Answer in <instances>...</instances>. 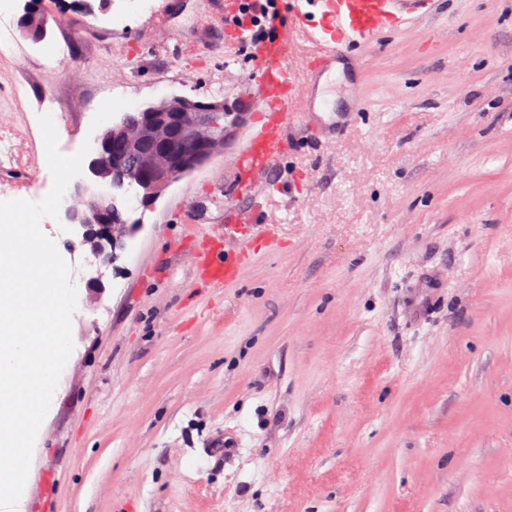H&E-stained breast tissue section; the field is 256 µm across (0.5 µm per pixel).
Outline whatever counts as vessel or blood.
<instances>
[{
  "label": "vessel or blood",
  "mask_w": 512,
  "mask_h": 512,
  "mask_svg": "<svg viewBox=\"0 0 512 512\" xmlns=\"http://www.w3.org/2000/svg\"><path fill=\"white\" fill-rule=\"evenodd\" d=\"M440 13L441 0H281L273 20L275 34L255 61L253 88L259 104L234 165L235 184L256 188L296 122L324 142L360 119L366 103L358 94L343 111L325 110L322 92L330 75L342 72L351 85H359L368 66L367 49L384 34L410 29ZM296 39L306 46L308 61L283 65L288 45ZM271 233L268 224L251 225L245 233L238 225H225V239L239 247L223 269L212 270V283L220 284L223 274L247 258L252 241L268 239Z\"/></svg>",
  "instance_id": "1"
}]
</instances>
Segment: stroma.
I'll list each match as a JSON object with an SVG mask.
<instances>
[{"instance_id":"obj_1","label":"stroma","mask_w":512,"mask_h":512,"mask_svg":"<svg viewBox=\"0 0 512 512\" xmlns=\"http://www.w3.org/2000/svg\"><path fill=\"white\" fill-rule=\"evenodd\" d=\"M150 2L41 0L35 41L13 0L0 200L52 186L43 103L62 148L173 95L252 110L254 62L225 58L215 0ZM445 9L429 39L375 46L363 123L321 147L296 132L259 187L283 239L253 242L232 281L193 260L223 264L215 230L247 204L229 187L244 128L155 203L121 191L141 229L97 301L91 256L70 264L74 348L15 512H512V0Z\"/></svg>"}]
</instances>
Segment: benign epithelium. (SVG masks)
Returning <instances> with one entry per match:
<instances>
[{
  "mask_svg": "<svg viewBox=\"0 0 512 512\" xmlns=\"http://www.w3.org/2000/svg\"><path fill=\"white\" fill-rule=\"evenodd\" d=\"M225 115L222 100L172 96L152 104L138 118L124 113L96 137L87 179L107 189L74 200L66 213L71 223L80 225L81 245L98 267L113 264L116 250L133 232V225L112 221L121 208L118 192L133 182L142 202H156L173 183L224 152L232 129L246 120L242 112L232 123Z\"/></svg>",
  "mask_w": 512,
  "mask_h": 512,
  "instance_id": "1",
  "label": "benign epithelium"
}]
</instances>
